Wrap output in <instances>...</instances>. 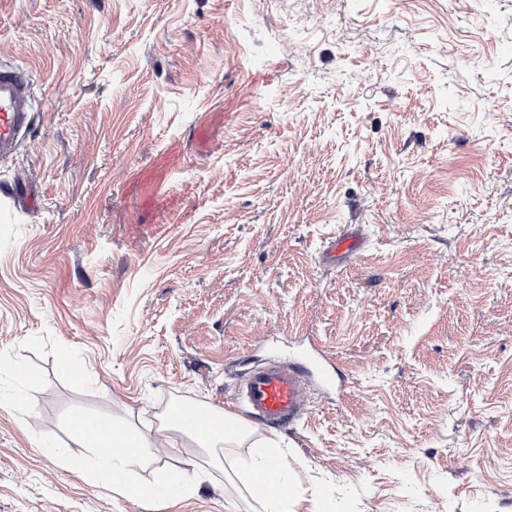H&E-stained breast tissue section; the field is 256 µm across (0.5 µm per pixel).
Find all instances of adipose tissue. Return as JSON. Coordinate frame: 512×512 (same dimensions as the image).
<instances>
[{
  "mask_svg": "<svg viewBox=\"0 0 512 512\" xmlns=\"http://www.w3.org/2000/svg\"><path fill=\"white\" fill-rule=\"evenodd\" d=\"M71 425L78 433L92 436L101 450L97 467L112 483L125 484L134 467L154 453L153 446L136 433L104 429L93 416L74 417ZM281 457V448L270 439L263 448L242 458L238 464L250 483L251 492L262 500L263 512H292L290 502L296 496V485L292 471L281 464Z\"/></svg>",
  "mask_w": 512,
  "mask_h": 512,
  "instance_id": "1",
  "label": "adipose tissue"
}]
</instances>
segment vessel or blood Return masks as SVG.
Here are the masks:
<instances>
[{
    "label": "vessel or blood",
    "instance_id": "1",
    "mask_svg": "<svg viewBox=\"0 0 512 512\" xmlns=\"http://www.w3.org/2000/svg\"><path fill=\"white\" fill-rule=\"evenodd\" d=\"M32 99L29 75L14 66L0 67V157L18 150L28 123ZM363 240L358 233L340 231L333 241L331 254L351 258L358 255ZM331 390L336 378L323 356L307 364L270 358L250 370L237 394L226 407L267 425L295 422L305 409L310 384Z\"/></svg>",
    "mask_w": 512,
    "mask_h": 512
}]
</instances>
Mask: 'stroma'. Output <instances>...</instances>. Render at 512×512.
<instances>
[{
  "label": "stroma",
  "instance_id": "1",
  "mask_svg": "<svg viewBox=\"0 0 512 512\" xmlns=\"http://www.w3.org/2000/svg\"><path fill=\"white\" fill-rule=\"evenodd\" d=\"M1 63L33 106L0 158V512H262L233 463L268 438L295 512H512V0H0ZM317 348L343 389L292 425L163 427ZM78 414L172 443L143 494ZM363 247V239L358 233L340 231L329 248L330 253L342 258L358 255ZM189 429L194 435V439L200 447L211 448L218 447L223 443L232 444L242 434L241 430L230 429L226 423L223 427H214L205 419H199L196 424H189ZM196 481V477L187 470L168 473L164 480L166 500L170 503L181 500L190 493Z\"/></svg>",
  "mask_w": 512,
  "mask_h": 512
}]
</instances>
